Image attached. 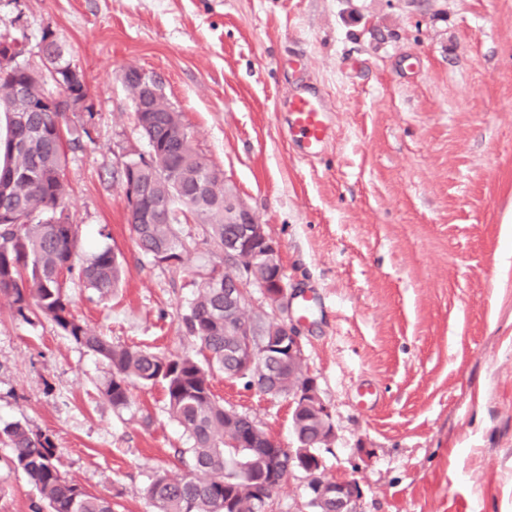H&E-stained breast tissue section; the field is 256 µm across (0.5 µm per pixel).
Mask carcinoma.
<instances>
[{
    "label": "carcinoma",
    "mask_w": 512,
    "mask_h": 512,
    "mask_svg": "<svg viewBox=\"0 0 512 512\" xmlns=\"http://www.w3.org/2000/svg\"><path fill=\"white\" fill-rule=\"evenodd\" d=\"M62 91L71 90L67 72L73 63L54 41ZM161 124L156 129L158 148L152 158L157 174L154 198L172 192L170 179L178 170L207 172L210 165L199 154L182 122L181 113L169 111L167 101L154 102ZM0 115L6 133L0 137V296L11 300L21 317L42 315L75 343L95 352L112 366L101 395L115 409L130 405V386L159 385L169 415L184 429L191 447L178 450L187 457L191 474L157 476L145 496L154 512H259L262 498H270L268 477L262 470L264 448H237L236 437L251 429L240 417L229 427L224 404L211 388L213 374L243 378L247 368L238 353L237 337L224 334V275L206 281L183 317L186 332L200 344L203 359L165 356L144 349L115 345L88 331L72 314L63 293L65 275L72 273L78 246V227L65 214L67 184L62 169L68 153L80 146L79 137L65 132L69 117L63 112H22L8 78L0 77ZM188 212L209 236L224 244L233 225L224 223V181L213 179L202 199L172 200L167 224L133 225L139 248L157 262H181L183 245L176 233L179 215ZM126 269L109 247L94 253L79 271V280L103 296L116 288ZM272 384L284 395L295 390L298 379L288 369H271ZM13 449L12 462L37 491L30 512H113L112 500L67 480L57 466L50 436L15 422L0 431ZM244 472L256 483L239 482Z\"/></svg>",
    "instance_id": "cac0c4a2"
}]
</instances>
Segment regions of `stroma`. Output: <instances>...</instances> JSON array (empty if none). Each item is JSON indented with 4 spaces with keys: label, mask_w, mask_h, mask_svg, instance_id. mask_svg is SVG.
<instances>
[{
    "label": "stroma",
    "mask_w": 512,
    "mask_h": 512,
    "mask_svg": "<svg viewBox=\"0 0 512 512\" xmlns=\"http://www.w3.org/2000/svg\"><path fill=\"white\" fill-rule=\"evenodd\" d=\"M52 30L83 72L90 139L69 153L76 264L112 248L129 269L102 297L69 275L73 314L112 343L198 351L182 318L224 250L178 227L175 266L138 247L117 172L148 153L122 70L161 78L195 148L278 245L308 375L332 415L324 473L360 512H512V0H0V42L41 67ZM335 138L297 156L280 110L301 77ZM313 301V315L301 314ZM112 368L51 320L0 298V429L50 435L60 470L114 512H153L156 474H188L162 387L101 395ZM213 390L282 448L284 397L215 375ZM0 444V512L36 491Z\"/></svg>",
    "instance_id": "35a3bbf8"
}]
</instances>
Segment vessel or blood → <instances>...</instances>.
<instances>
[{
  "label": "vessel or blood",
  "mask_w": 512,
  "mask_h": 512,
  "mask_svg": "<svg viewBox=\"0 0 512 512\" xmlns=\"http://www.w3.org/2000/svg\"><path fill=\"white\" fill-rule=\"evenodd\" d=\"M330 110L320 91L299 82L286 105L288 135L300 158L317 157L334 137Z\"/></svg>",
  "instance_id": "1"
}]
</instances>
